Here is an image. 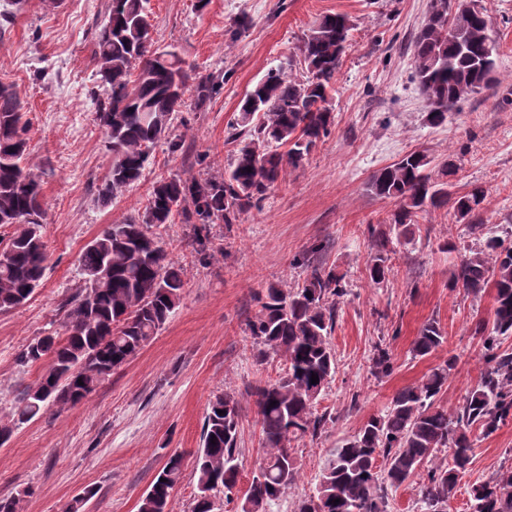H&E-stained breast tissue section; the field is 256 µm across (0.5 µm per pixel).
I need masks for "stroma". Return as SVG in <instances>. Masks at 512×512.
<instances>
[{"label": "stroma", "mask_w": 512, "mask_h": 512, "mask_svg": "<svg viewBox=\"0 0 512 512\" xmlns=\"http://www.w3.org/2000/svg\"><path fill=\"white\" fill-rule=\"evenodd\" d=\"M109 0H22L0 37V82L18 92L29 121L26 163L41 176L47 220L41 228L48 269L28 300L0 313V425L10 422L23 392L45 362L24 363L34 338L64 330L67 299L83 284L79 258L110 224L143 214L156 182L177 173L223 174L238 148L228 138L247 91L272 68L287 65L304 79L299 50L314 23L329 13L351 24L329 96L335 123L328 137L239 223L207 228L205 247L190 224L157 230L184 280L180 304L158 335L114 371L88 398L52 406L14 429L0 446V496L25 490L20 512H65L85 489L96 495L84 512H137L138 501L167 457L192 455L216 395L240 398V477L232 499L216 492L215 512H236L263 455L257 407L249 391L274 381L279 357H260L248 330L269 285L301 286L295 258L319 247L325 267L345 275L349 293L337 302L330 336L336 373L318 412L332 421L321 435L295 442L299 479L269 512H293L313 495L332 448L380 414L401 388L455 358L439 405L456 410L478 381L483 361L474 336L490 318L491 294L473 298L452 288L461 247L476 246L453 211L418 212L411 232L393 238L388 280L368 283L372 252L367 225L389 230L393 201L369 189L374 174L411 152L433 166L450 163L448 190H487L482 215L490 227L512 222V0H483L492 15L496 81L463 101L442 124H431L414 78V41L430 0H150L157 47L173 48L217 87L196 108L194 92L174 122L182 150L156 147L142 177L110 205L96 200L110 156L95 119L92 80L95 35ZM246 26H239V19ZM453 242L457 251H444ZM437 322L443 345L425 357L411 348L420 328ZM387 338L393 370L374 374L373 346ZM512 457V422L474 441L472 462L448 512H471L472 484L489 479Z\"/></svg>", "instance_id": "stroma-1"}]
</instances>
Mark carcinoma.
<instances>
[{"label": "carcinoma", "mask_w": 512, "mask_h": 512, "mask_svg": "<svg viewBox=\"0 0 512 512\" xmlns=\"http://www.w3.org/2000/svg\"><path fill=\"white\" fill-rule=\"evenodd\" d=\"M150 0H112L95 37L93 61L99 90L96 121L112 164L97 187L106 206L142 176L152 150L161 142L171 152L183 139L172 135L174 115L196 82L197 102L213 92L202 77L174 51L155 49L149 34ZM433 22L415 42L414 75L426 98L429 120L441 123L466 98L489 88L495 72V47L488 37L489 9L479 0H432ZM347 16H322L303 38L299 52L307 76L298 80L283 69L271 70L247 94L230 136L242 140L228 173L198 180L175 174L157 182L143 215L109 224L80 256L83 289L64 321L66 336H40L22 353L25 363L45 358L49 365L28 389L15 411V424L27 423L52 405H75L86 399L112 372L138 354L164 327L180 304L181 269L168 258L151 228L171 224H237L258 206L290 170L299 168L317 142L330 134L334 115L328 106L349 39ZM23 105L13 86L0 83V227H17L0 249V312L23 304L39 286L47 262L41 224L46 211L40 176L23 164L27 147ZM286 146L288 150L280 151ZM431 160L421 153L405 155L372 176L376 196L397 204L391 224L410 233L417 211L430 205H452L465 222V234L483 243L460 257L453 287L475 297L494 289L492 320H479L485 368L454 414L437 404L453 360L433 369L418 383L400 389L386 410L370 417L358 433L331 451L314 495L299 501L295 512H388L389 490L414 476L422 512H448L458 483L470 464L478 431L495 433L512 421V352L499 351L512 336V241L487 229L481 216L486 190L475 186L451 197L448 163L433 182L425 174ZM373 254L366 276L382 284L391 272L389 235L366 227ZM345 275L311 265L301 287L270 286L261 309L250 321L251 336L283 362L273 382L251 391L255 397L264 452L246 490L240 512H265L298 479L291 443L322 433L331 416L317 414L335 372L329 336L336 323V299L347 294ZM434 321L422 326L412 352L424 357L444 343ZM372 367L388 375V349L375 346ZM318 375L317 383L311 376ZM239 399L233 394L209 404L202 446L194 454L197 492L192 512H214L213 493L224 488L226 502L239 481L237 427ZM448 458H443V453ZM185 457L170 455L138 502V512H168L173 489L182 478ZM472 512H512V465L471 487ZM340 503H334V500Z\"/></svg>", "instance_id": "carcinoma-1"}]
</instances>
